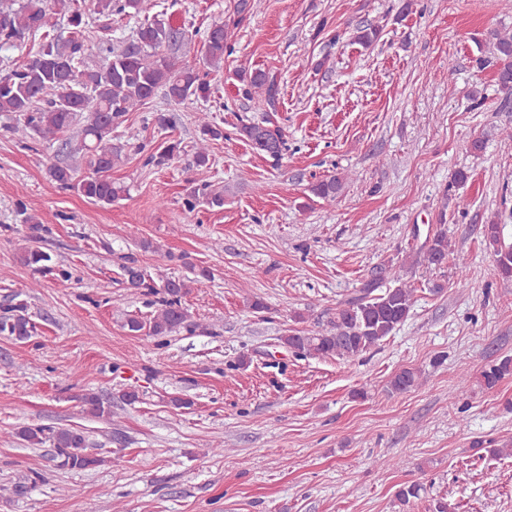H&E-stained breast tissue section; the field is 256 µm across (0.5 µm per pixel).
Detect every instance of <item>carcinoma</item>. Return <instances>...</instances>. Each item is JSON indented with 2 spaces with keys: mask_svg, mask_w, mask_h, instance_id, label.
I'll return each mask as SVG.
<instances>
[{
  "mask_svg": "<svg viewBox=\"0 0 512 512\" xmlns=\"http://www.w3.org/2000/svg\"><path fill=\"white\" fill-rule=\"evenodd\" d=\"M148 0H95L93 13L108 19L114 15H139L147 10ZM68 26V37L56 33L57 22ZM90 13L83 0H0V50L14 48L30 36L43 39L34 59L0 75V113L19 116L23 126L44 139H54L76 123L82 124L81 139L69 145V163L53 165L50 176L59 188L74 190L86 199L110 204L120 197L123 188L112 181V168L121 160V150L110 144L112 129L126 121L129 113L139 110L163 88L175 102L191 97L205 98L210 91L208 73L183 62L177 51L185 38L180 28L160 20L142 24L136 33L107 48L104 62L96 69L83 66L86 43L90 38ZM380 30L367 25L357 29L355 41L364 47L379 38ZM488 41L501 61L497 71L499 85L512 90V34L491 30ZM203 47L209 67L218 68L224 62V52L230 49L229 32L220 23L209 28ZM249 89L264 91V100L273 104L276 90L265 72L249 74ZM201 138L194 147L193 164L205 166L209 162L210 142L224 138V131L212 123L209 116H197ZM237 136L249 141L255 148L278 158L284 146L283 134L278 128L260 124H243ZM180 142L171 141L148 162L162 165L178 157ZM89 173L80 176L81 167ZM343 188V178L333 177L317 182L312 193L323 200L333 201ZM212 208L224 206V193L193 188L185 199L187 211L200 203ZM484 240L494 260L496 274L504 281H512V242L501 236L500 225H484ZM451 252L448 233L437 230L426 238L415 256L430 266L440 267ZM20 261L37 272H48L54 280L64 284L71 278L64 268L51 265V256L37 247L26 246ZM128 288L143 296L156 295L157 310L147 320L127 319L125 327L133 334L163 338L181 328L199 329L201 325L189 321L190 315L182 306L188 285L180 280L167 279L157 284L136 266L123 267ZM415 288L404 278L403 269L389 271V286L379 288V282L369 281L360 289V295L336 308V319L326 332H295L281 337V344L298 357L315 356L357 357L377 346L392 331L404 323L414 304ZM35 330L26 314V305L15 303L0 314V334L17 340L29 339ZM512 376V358L504 357L480 373L479 383L487 390ZM420 372L404 368L390 381L391 392L402 394L421 385ZM83 411L97 418H112V404L100 396L86 393L79 398ZM17 435L31 448L50 444L54 459L62 469L86 470L102 462L87 452V438L80 429L45 425L24 426Z\"/></svg>",
  "mask_w": 512,
  "mask_h": 512,
  "instance_id": "carcinoma-1",
  "label": "carcinoma"
}]
</instances>
